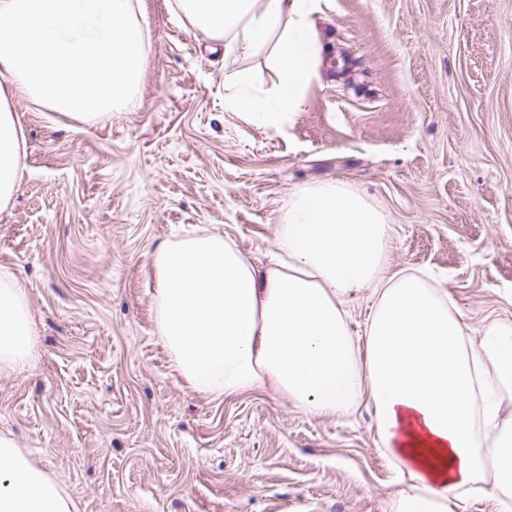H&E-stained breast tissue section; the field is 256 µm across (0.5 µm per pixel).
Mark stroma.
I'll return each mask as SVG.
<instances>
[{"mask_svg": "<svg viewBox=\"0 0 512 512\" xmlns=\"http://www.w3.org/2000/svg\"><path fill=\"white\" fill-rule=\"evenodd\" d=\"M138 104L82 123L14 92L23 175L0 212V270L23 283L33 362L0 374V435L78 512H387L403 489L366 406L316 416L257 390L188 386L155 332L151 255L197 228L258 266L297 187L366 195L391 270L445 281L469 341L512 322V0H323L321 62L277 129L224 109V77L277 83L269 47L210 50L169 0H138ZM495 468L450 502L494 512Z\"/></svg>", "mask_w": 512, "mask_h": 512, "instance_id": "1", "label": "stroma"}]
</instances>
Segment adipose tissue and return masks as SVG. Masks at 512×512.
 Here are the masks:
<instances>
[{
	"mask_svg": "<svg viewBox=\"0 0 512 512\" xmlns=\"http://www.w3.org/2000/svg\"><path fill=\"white\" fill-rule=\"evenodd\" d=\"M322 0H174L232 55L272 44L273 94L224 78V107L275 127L299 112L324 42ZM149 36L137 0H0V212L19 186L22 131L13 90L52 112L94 122L137 103ZM392 226L344 183L294 190L277 249L256 267L223 234L158 246L156 333L181 377L213 398L272 390L317 416L368 402L384 455L410 479L388 512H448L488 466L512 512V322L464 340L446 289L425 273L390 271ZM368 292L373 312L355 339L344 308ZM36 333L19 279L0 272V371L31 364ZM0 512H77L73 498L0 435Z\"/></svg>",
	"mask_w": 512,
	"mask_h": 512,
	"instance_id": "1",
	"label": "adipose tissue"
}]
</instances>
